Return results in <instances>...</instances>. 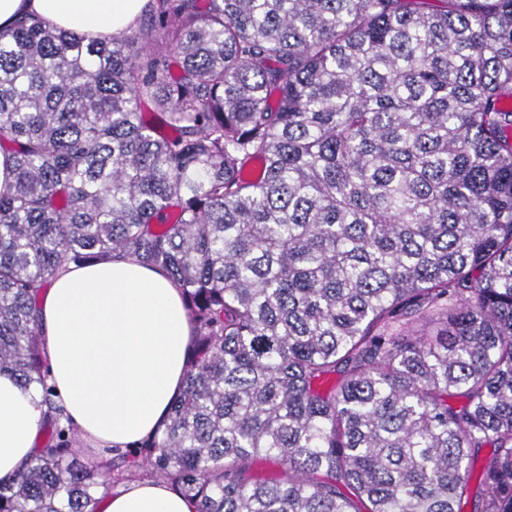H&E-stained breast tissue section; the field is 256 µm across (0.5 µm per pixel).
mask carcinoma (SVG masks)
Segmentation results:
<instances>
[{"label": "carcinoma", "instance_id": "cac0c4a2", "mask_svg": "<svg viewBox=\"0 0 512 512\" xmlns=\"http://www.w3.org/2000/svg\"><path fill=\"white\" fill-rule=\"evenodd\" d=\"M0 150V372L47 429L0 512L111 493L36 307L116 257L193 324L141 452L196 512H512V0H149L110 40L23 19Z\"/></svg>", "mask_w": 512, "mask_h": 512}]
</instances>
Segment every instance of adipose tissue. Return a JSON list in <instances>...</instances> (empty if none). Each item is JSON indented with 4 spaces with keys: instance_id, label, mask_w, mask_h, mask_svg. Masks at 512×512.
<instances>
[{
    "instance_id": "obj_1",
    "label": "adipose tissue",
    "mask_w": 512,
    "mask_h": 512,
    "mask_svg": "<svg viewBox=\"0 0 512 512\" xmlns=\"http://www.w3.org/2000/svg\"><path fill=\"white\" fill-rule=\"evenodd\" d=\"M148 0H0V34L23 16L93 38L133 28ZM42 347L60 403L80 436L131 449L163 427L183 385L192 328L179 288L158 268L112 259L60 271L39 302ZM43 424L41 396L0 374V478L32 456ZM163 481L113 490L103 512H195Z\"/></svg>"
}]
</instances>
